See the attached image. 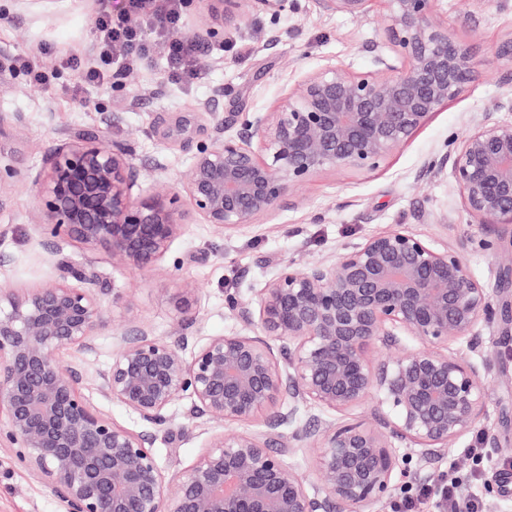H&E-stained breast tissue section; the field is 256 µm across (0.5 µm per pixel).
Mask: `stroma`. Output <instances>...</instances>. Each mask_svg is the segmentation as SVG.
<instances>
[{
    "instance_id": "35a3bbf8",
    "label": "stroma",
    "mask_w": 512,
    "mask_h": 512,
    "mask_svg": "<svg viewBox=\"0 0 512 512\" xmlns=\"http://www.w3.org/2000/svg\"><path fill=\"white\" fill-rule=\"evenodd\" d=\"M125 13V0H51L48 9L19 8L0 0V165L13 178L0 191V288H33L58 277L61 260L84 263L98 274L106 325L97 331L96 348L75 346L56 352L61 365L94 376L105 368L119 334L134 322L153 335L171 340L188 337L190 345L238 330L226 304L231 294L249 296L279 265L304 264L336 255L348 244L403 224L436 247L459 249L475 279L495 289L497 256L483 251L481 235L508 237L501 227L481 230L466 210L453 178L436 171L450 139L463 133L479 112L495 108L512 87L502 75L512 63L498 57L512 38V0H438L435 17L473 49L474 77L457 99L434 112L404 146L372 171L327 170L290 192L289 202L257 218L240 231L219 234L193 221L166 257L143 270H116L108 249L39 233L40 208L35 183L44 161L58 145L85 134L105 135L108 143L130 150L144 179H159L173 190L182 183L198 146L218 124L234 122L243 112H270L288 88L333 59L364 73L373 69L378 50L386 49L387 0H370L364 13L329 14L316 0H288L277 18L255 15L242 29L228 28L223 42L202 46L198 77L169 79L163 52L127 65L121 83L81 85L66 59L96 65L94 18L102 10ZM280 41L266 48L270 31ZM23 57L39 70L56 74L54 90L45 93L13 70ZM197 289L196 318L179 324L172 298L182 283ZM133 294L130 307L113 305V288ZM507 336L485 339L491 368L487 420L493 437L491 461L512 460V325ZM189 400L177 402L165 423L153 426L154 448L167 472L196 461L219 427L192 417ZM474 435L464 436L438 459L419 469L417 485L438 490L449 475L469 471ZM499 492L487 478L464 485L462 496L483 503L486 512H512V468L499 477ZM0 512H64L46 481L19 462L14 449L0 447Z\"/></svg>"
}]
</instances>
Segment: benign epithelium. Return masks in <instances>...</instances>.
Here are the masks:
<instances>
[{"mask_svg": "<svg viewBox=\"0 0 512 512\" xmlns=\"http://www.w3.org/2000/svg\"><path fill=\"white\" fill-rule=\"evenodd\" d=\"M198 37L219 40L220 17L237 25L276 16L287 0H194ZM327 13L361 14L371 0H318ZM387 43L375 69L328 61L271 112L219 124L200 145L178 190L135 192L124 148L97 136L52 151L36 182L52 233L103 246L116 270L162 260L196 217L218 233L244 228L289 190L336 168L369 171L403 146L473 79L469 48L434 20L437 0H387ZM508 116L502 117L500 113ZM442 162L466 210L512 229V102L484 112L453 139ZM479 246L501 257L490 293L462 253L438 248L405 225L345 246L332 258L282 265L250 299L230 295L237 333L187 342L131 325L93 385L146 425L166 420L184 397L191 412L221 424L261 421L258 432L222 431L192 465L165 476L153 436L112 422L82 394L84 375L64 368L63 346L94 349L104 325L98 275L65 262L62 274L22 292L0 290V447L37 470L65 512H378L409 473L415 449L427 463L486 415L485 365L455 349L512 309V238ZM197 288L173 297L184 317ZM380 344L396 353L369 356ZM374 404L375 422L352 409ZM311 408L336 414L319 429L297 425ZM310 452L318 486L286 464Z\"/></svg>", "mask_w": 512, "mask_h": 512, "instance_id": "7a95c632", "label": "benign epithelium"}]
</instances>
